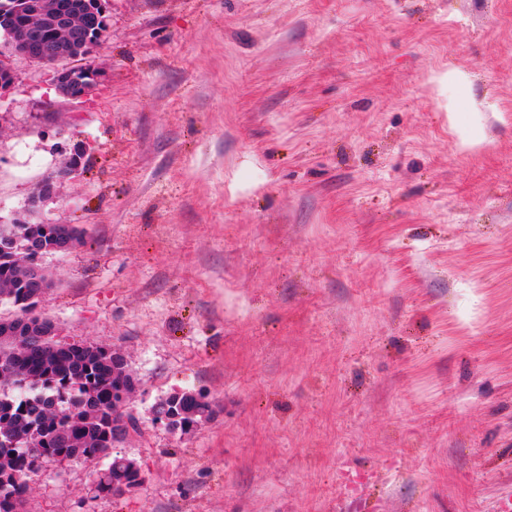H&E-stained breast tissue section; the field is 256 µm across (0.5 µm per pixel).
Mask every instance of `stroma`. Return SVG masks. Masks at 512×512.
<instances>
[{
	"instance_id": "1",
	"label": "stroma",
	"mask_w": 512,
	"mask_h": 512,
	"mask_svg": "<svg viewBox=\"0 0 512 512\" xmlns=\"http://www.w3.org/2000/svg\"><path fill=\"white\" fill-rule=\"evenodd\" d=\"M106 7L88 98L11 58L0 224L84 145L39 309L126 355L145 481L49 462L29 512H512V0ZM157 412L160 415L170 417L176 415L178 418L174 422V426L178 427L183 432H190L198 425L210 420L214 413L213 404L211 401L202 400L191 392V390L183 391L181 393L170 394L165 399L159 401L157 405ZM152 415L155 421L163 422L168 428L174 431L179 429L173 427L164 418H158L152 409ZM190 423H194V428H187Z\"/></svg>"
}]
</instances>
